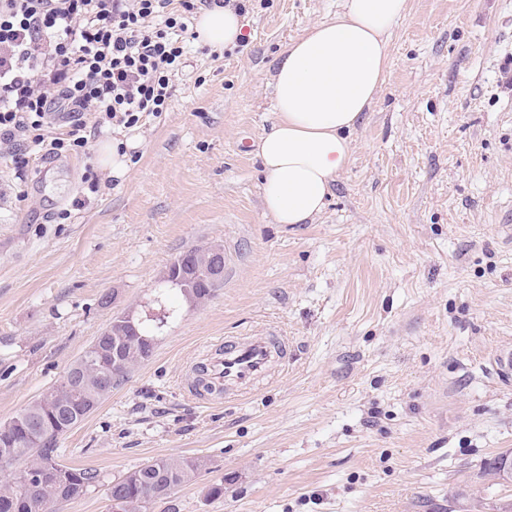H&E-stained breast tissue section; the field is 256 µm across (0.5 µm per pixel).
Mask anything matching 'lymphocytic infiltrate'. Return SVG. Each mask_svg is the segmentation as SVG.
<instances>
[{
  "mask_svg": "<svg viewBox=\"0 0 512 512\" xmlns=\"http://www.w3.org/2000/svg\"><path fill=\"white\" fill-rule=\"evenodd\" d=\"M212 0H0V154L85 150L113 126L161 115L184 36Z\"/></svg>",
  "mask_w": 512,
  "mask_h": 512,
  "instance_id": "1",
  "label": "lymphocytic infiltrate"
}]
</instances>
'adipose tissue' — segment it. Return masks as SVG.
<instances>
[{
  "label": "adipose tissue",
  "mask_w": 512,
  "mask_h": 512,
  "mask_svg": "<svg viewBox=\"0 0 512 512\" xmlns=\"http://www.w3.org/2000/svg\"><path fill=\"white\" fill-rule=\"evenodd\" d=\"M406 0H343L335 17L290 41L271 75L275 121L257 143L262 206L275 223L310 224L351 157V134L377 96L389 69L393 25ZM198 43L222 48L241 42L232 5L199 10Z\"/></svg>",
  "instance_id": "adipose-tissue-1"
}]
</instances>
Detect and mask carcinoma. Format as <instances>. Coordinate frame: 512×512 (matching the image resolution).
<instances>
[{
    "label": "carcinoma",
    "instance_id": "carcinoma-1",
    "mask_svg": "<svg viewBox=\"0 0 512 512\" xmlns=\"http://www.w3.org/2000/svg\"><path fill=\"white\" fill-rule=\"evenodd\" d=\"M211 250L210 245L194 247L176 257L155 287L157 297L179 294L193 304L208 301L223 281L221 276L212 277ZM174 313L169 308L154 320L126 314L114 317L69 366L80 374V392H71L60 381L53 386V401L41 395L11 420L0 423V465L26 461L11 481L0 484V503L14 504L21 512H52L51 506L82 496L98 482L96 470L60 461L55 448L59 428L70 429L82 421L112 392V386L149 360L156 330ZM201 466L198 459L156 460L112 483L107 496L121 498L124 512H147V505L190 480Z\"/></svg>",
    "mask_w": 512,
    "mask_h": 512
}]
</instances>
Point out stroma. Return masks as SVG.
<instances>
[{
	"instance_id": "stroma-1",
	"label": "stroma",
	"mask_w": 512,
	"mask_h": 512,
	"mask_svg": "<svg viewBox=\"0 0 512 512\" xmlns=\"http://www.w3.org/2000/svg\"><path fill=\"white\" fill-rule=\"evenodd\" d=\"M340 0H252L242 45L188 41L126 174L91 187L99 149L0 159V422L47 389L113 317L153 310L168 265L224 247V279L59 436L100 481L55 512H109L106 491L159 459L202 462L150 512H489L477 480L512 450V0H408L386 84L311 224H277L256 144L282 47ZM68 212L56 223L60 212ZM280 326L294 356L254 393L185 387L212 340ZM224 493L211 495L213 486ZM465 500H456L459 490Z\"/></svg>"
}]
</instances>
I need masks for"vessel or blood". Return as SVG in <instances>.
<instances>
[{"label":"vessel or blood","mask_w":512,"mask_h":512,"mask_svg":"<svg viewBox=\"0 0 512 512\" xmlns=\"http://www.w3.org/2000/svg\"><path fill=\"white\" fill-rule=\"evenodd\" d=\"M288 352L287 336L272 327L211 342L199 378L189 385L188 392L199 401L247 395L287 365Z\"/></svg>","instance_id":"obj_1"}]
</instances>
